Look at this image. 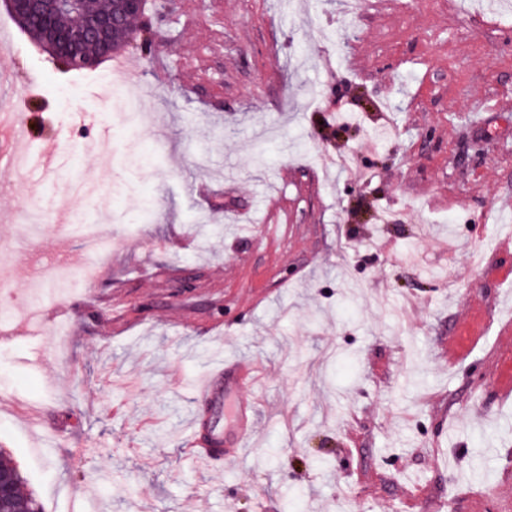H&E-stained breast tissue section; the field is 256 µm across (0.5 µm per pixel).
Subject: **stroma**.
I'll return each instance as SVG.
<instances>
[{
    "mask_svg": "<svg viewBox=\"0 0 512 512\" xmlns=\"http://www.w3.org/2000/svg\"><path fill=\"white\" fill-rule=\"evenodd\" d=\"M149 51L63 66L0 6L33 142L74 165L19 176L101 245L0 221L21 328L0 342V450L45 512H483L512 501V398L488 367L512 321V15L483 0H148ZM349 103L337 123L332 103ZM109 127L96 156L81 144ZM354 154L368 179L334 165ZM79 178L97 193L70 196ZM481 246L498 279L443 243ZM85 279L35 289V252ZM75 306L66 348L26 319ZM493 312L449 367L441 338ZM115 319H108V311ZM257 360L258 444L207 471L183 443L197 379Z\"/></svg>",
    "mask_w": 512,
    "mask_h": 512,
    "instance_id": "1",
    "label": "stroma"
}]
</instances>
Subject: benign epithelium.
<instances>
[{"label":"benign epithelium","mask_w":512,"mask_h":512,"mask_svg":"<svg viewBox=\"0 0 512 512\" xmlns=\"http://www.w3.org/2000/svg\"><path fill=\"white\" fill-rule=\"evenodd\" d=\"M21 27L39 14L47 19L40 30V44L46 50L67 58L74 68H89L98 60L112 55L113 37L119 30L128 39L140 32L138 22L145 14L146 0H112L107 12L90 7V0H0ZM87 41L98 49L95 56L76 55L74 49Z\"/></svg>","instance_id":"benign-epithelium-1"}]
</instances>
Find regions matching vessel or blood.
<instances>
[{
	"mask_svg": "<svg viewBox=\"0 0 512 512\" xmlns=\"http://www.w3.org/2000/svg\"><path fill=\"white\" fill-rule=\"evenodd\" d=\"M0 180L6 181L22 171L52 172L64 163L58 143H48L39 153L28 147L29 131L21 123L14 103L0 101ZM258 365L244 358L225 359L206 373L196 389L200 406L196 427L185 446L192 461L204 469L212 468L234 456L253 436L257 403L244 399L246 387L252 385ZM492 379L498 396L512 393V353L502 352L494 365Z\"/></svg>",
	"mask_w": 512,
	"mask_h": 512,
	"instance_id": "1",
	"label": "vessel or blood"
}]
</instances>
